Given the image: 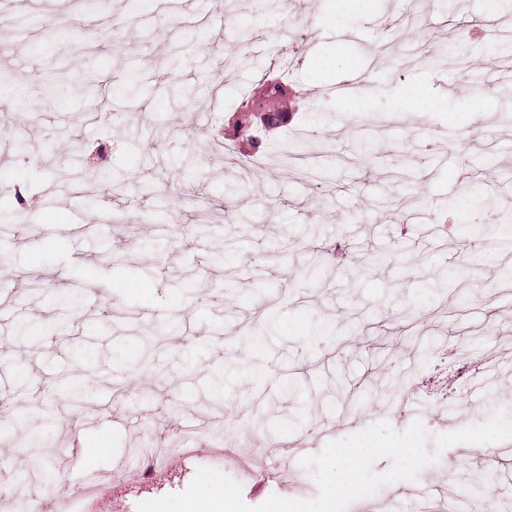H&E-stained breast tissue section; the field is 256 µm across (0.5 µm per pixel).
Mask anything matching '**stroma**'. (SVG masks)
Instances as JSON below:
<instances>
[{
  "instance_id": "1",
  "label": "stroma",
  "mask_w": 512,
  "mask_h": 512,
  "mask_svg": "<svg viewBox=\"0 0 512 512\" xmlns=\"http://www.w3.org/2000/svg\"><path fill=\"white\" fill-rule=\"evenodd\" d=\"M295 2L293 13L268 0L0 8V72L23 82L0 91L12 226L0 234V488L11 491L0 512L76 490L85 448L112 477L97 512H137L201 467L257 506L316 496L293 444L320 450L382 420L438 434L512 416V375L498 367L512 358V250L458 244L484 228L482 201L512 210V0H363L342 14L334 0ZM440 46V66L421 64ZM341 53L356 72L320 76L319 58ZM271 79L290 89L285 121L237 130L234 114ZM416 86L438 107L412 117ZM476 97L493 109L470 111ZM199 214L223 262L197 235ZM370 252L383 260L367 268ZM446 344L469 372L442 357ZM442 381L452 398L439 405ZM74 388L87 396L78 413ZM151 433L196 454L117 474ZM217 441L250 472L217 464ZM473 484L512 512V441L476 456L451 446L349 512L393 501L415 512L401 492L443 486L454 501Z\"/></svg>"
}]
</instances>
